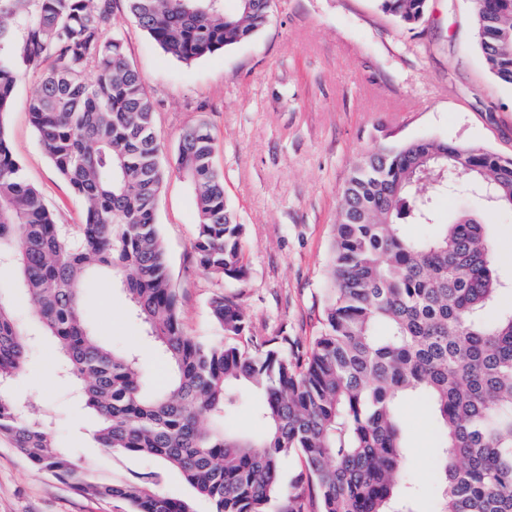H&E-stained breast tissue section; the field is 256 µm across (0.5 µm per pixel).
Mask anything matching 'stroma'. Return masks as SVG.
I'll use <instances>...</instances> for the list:
<instances>
[{"label":"stroma","instance_id":"stroma-1","mask_svg":"<svg viewBox=\"0 0 512 512\" xmlns=\"http://www.w3.org/2000/svg\"><path fill=\"white\" fill-rule=\"evenodd\" d=\"M111 34L154 103L165 157L185 128L205 120L214 137L213 164L226 198L245 226L246 280L212 275L191 249L197 214L193 190L171 175L157 222L180 294L185 332L204 342L223 332L210 315L219 295L236 297L253 336H285L308 349L321 331L327 255L338 222L340 193L354 161L379 146L422 138L466 144L512 157V89L493 80L473 44L472 0H428L423 22L399 26L376 0H272L269 24L221 54L183 64L165 53L127 13L113 5ZM39 71L20 68L4 122L10 149L28 183L58 223H83L85 206L42 151L28 106ZM441 215L467 211L485 224L495 246V272L507 285L495 311L512 310V211L489 205L465 184L438 202ZM82 307L96 336L132 351L155 381L165 364L130 311L119 282L105 271L88 277ZM28 331L26 365L16 391L93 474L121 480L156 468V460L112 456L90 439L93 416L61 377L56 352L42 336L32 304L15 298ZM408 476L418 512H433V472L440 431L425 401H403ZM0 512H127L123 502L78 494L38 471L0 438Z\"/></svg>","mask_w":512,"mask_h":512}]
</instances>
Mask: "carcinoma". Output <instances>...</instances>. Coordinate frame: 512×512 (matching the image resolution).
<instances>
[{
    "mask_svg": "<svg viewBox=\"0 0 512 512\" xmlns=\"http://www.w3.org/2000/svg\"><path fill=\"white\" fill-rule=\"evenodd\" d=\"M150 38L191 64L251 39L271 0H124ZM428 0H377L406 28ZM113 0H0V259L12 289L36 306L67 378L95 414L93 439L114 454L161 461L181 473L212 512H418L404 486L408 454L400 403L427 400L441 428L435 512H512V312L491 310L503 284L485 225L462 214L440 223L433 195L468 180L512 210V158L484 148L419 139L381 146L355 161L341 190L329 248L323 330L300 353L286 336L253 340L239 302L210 303L224 339L187 335L172 287L156 207L171 171L188 178L198 217L200 266L234 280L244 225L212 164L214 139L200 120L162 160L155 112L122 39L106 36ZM23 28L10 49L9 22ZM473 30L487 72L512 88V0H473ZM41 70L29 105L42 150L86 205L77 230L56 223L9 147L3 115L18 63ZM48 68L41 69L42 64ZM408 224L433 227L410 238ZM116 278L170 366L150 389L136 356L93 335L80 303L87 274ZM26 359L12 300L0 295V437L39 470L130 512H194L168 497L158 473L114 482L85 472L44 419L27 414L14 384ZM248 386L263 397L260 432H231L224 417ZM303 466L283 496L282 468Z\"/></svg>",
    "mask_w": 512,
    "mask_h": 512,
    "instance_id": "1",
    "label": "carcinoma"
}]
</instances>
